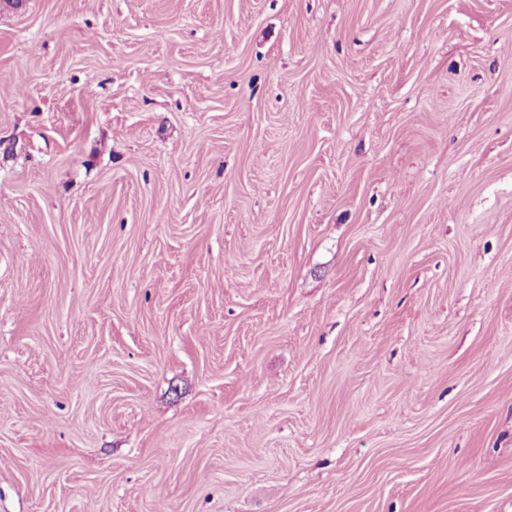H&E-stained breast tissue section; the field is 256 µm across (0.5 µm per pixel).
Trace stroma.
Wrapping results in <instances>:
<instances>
[{
  "instance_id": "obj_1",
  "label": "stroma",
  "mask_w": 512,
  "mask_h": 512,
  "mask_svg": "<svg viewBox=\"0 0 512 512\" xmlns=\"http://www.w3.org/2000/svg\"><path fill=\"white\" fill-rule=\"evenodd\" d=\"M0 512H512V0H0Z\"/></svg>"
}]
</instances>
